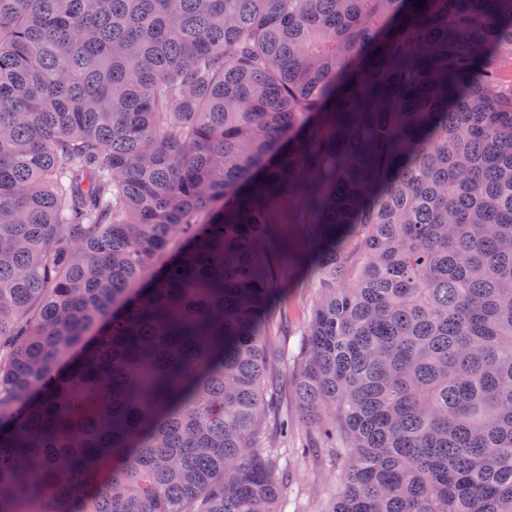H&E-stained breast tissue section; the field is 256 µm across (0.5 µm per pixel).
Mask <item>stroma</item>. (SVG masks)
Returning a JSON list of instances; mask_svg holds the SVG:
<instances>
[{
    "label": "stroma",
    "instance_id": "1",
    "mask_svg": "<svg viewBox=\"0 0 512 512\" xmlns=\"http://www.w3.org/2000/svg\"><path fill=\"white\" fill-rule=\"evenodd\" d=\"M280 258L282 276L278 282L284 316L272 330L267 345L268 359L276 365L280 384L272 395L289 421L288 436L279 445L293 469L290 497L294 512H317L336 490L332 468L323 460L301 454L308 442L307 427L299 416L295 400V377L300 368V344L316 298L313 275L304 259L306 247L298 225L283 224L273 241Z\"/></svg>",
    "mask_w": 512,
    "mask_h": 512
}]
</instances>
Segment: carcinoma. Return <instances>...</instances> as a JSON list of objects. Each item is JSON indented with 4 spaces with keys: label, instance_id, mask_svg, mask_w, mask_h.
Segmentation results:
<instances>
[{
    "label": "carcinoma",
    "instance_id": "1",
    "mask_svg": "<svg viewBox=\"0 0 512 512\" xmlns=\"http://www.w3.org/2000/svg\"><path fill=\"white\" fill-rule=\"evenodd\" d=\"M512 0H0V512H284L277 226L321 512H512ZM283 271L278 285L284 316L275 330L267 336L268 359L277 365L280 385L268 387L269 393L284 414L288 415V438L278 439L280 448L288 455L293 469L291 493L283 494L293 500L288 512H317L324 500L336 491L334 470L321 459L302 455L300 449L308 445L307 427L299 416L295 400V377L300 369V344L316 298L313 275L304 259L306 247L296 224H280L273 241ZM295 508V510H293Z\"/></svg>",
    "mask_w": 512,
    "mask_h": 512
}]
</instances>
